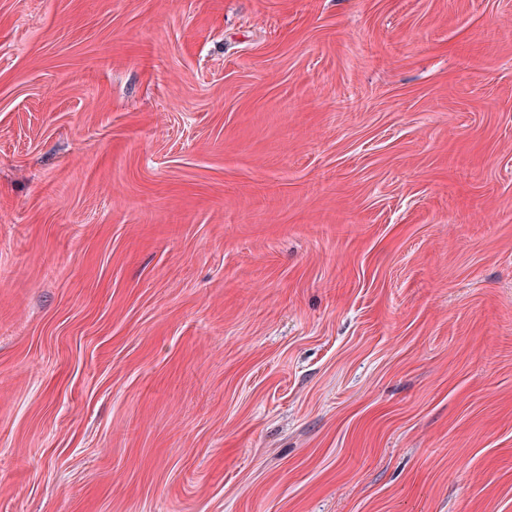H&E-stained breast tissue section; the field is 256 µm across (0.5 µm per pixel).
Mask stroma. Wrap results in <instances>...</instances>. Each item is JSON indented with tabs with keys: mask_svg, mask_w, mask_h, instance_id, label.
Wrapping results in <instances>:
<instances>
[{
	"mask_svg": "<svg viewBox=\"0 0 512 512\" xmlns=\"http://www.w3.org/2000/svg\"><path fill=\"white\" fill-rule=\"evenodd\" d=\"M0 512H512V0H0Z\"/></svg>",
	"mask_w": 512,
	"mask_h": 512,
	"instance_id": "stroma-1",
	"label": "stroma"
}]
</instances>
